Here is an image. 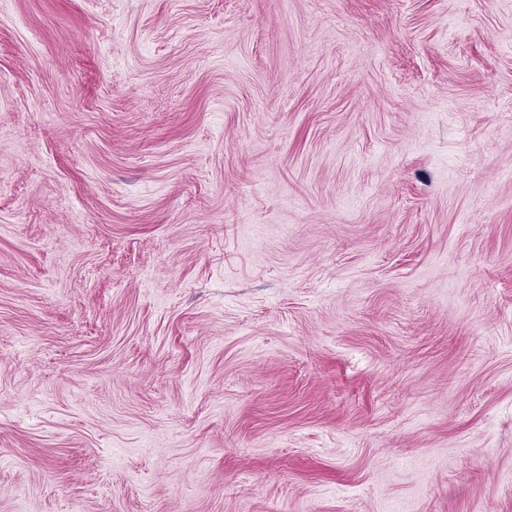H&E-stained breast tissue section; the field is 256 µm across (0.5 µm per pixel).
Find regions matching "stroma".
Wrapping results in <instances>:
<instances>
[{
  "instance_id": "1",
  "label": "stroma",
  "mask_w": 512,
  "mask_h": 512,
  "mask_svg": "<svg viewBox=\"0 0 512 512\" xmlns=\"http://www.w3.org/2000/svg\"><path fill=\"white\" fill-rule=\"evenodd\" d=\"M0 512H512V0H0Z\"/></svg>"
}]
</instances>
